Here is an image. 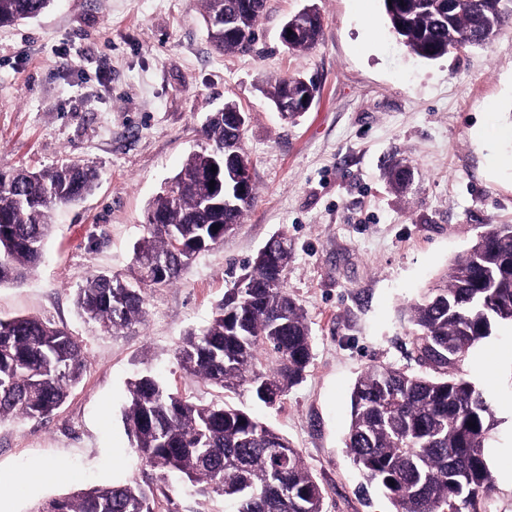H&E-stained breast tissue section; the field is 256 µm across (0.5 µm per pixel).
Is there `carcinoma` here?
<instances>
[{
	"label": "carcinoma",
	"mask_w": 512,
	"mask_h": 512,
	"mask_svg": "<svg viewBox=\"0 0 512 512\" xmlns=\"http://www.w3.org/2000/svg\"><path fill=\"white\" fill-rule=\"evenodd\" d=\"M53 0H0V26L41 15ZM392 32L408 50L433 60L482 47L512 19V0H383ZM212 46L222 53L252 49L265 0H201ZM293 24L288 49L310 50L322 20ZM317 92L289 75L274 103L296 105ZM222 113L204 125L207 149L190 154L149 204L134 248V281L98 273L78 289L86 319L108 333L144 321L145 288H166L184 267L224 240V225L241 224L256 188L240 199L224 187L223 163L251 165L244 145L227 137ZM389 185L402 193L408 172L388 165ZM216 181L209 186L210 181ZM96 169L62 163L39 171H0V285L25 279L40 263L54 210L95 188ZM436 286L407 308L417 362L428 374L371 366L356 380L346 448L369 484L396 512H492L494 480L485 448L497 426L482 394L455 376L468 353L512 324V224H487ZM292 249L273 242L265 259L247 263L251 288L233 287L212 320L183 337L180 367L225 391L282 402L313 359L305 311L284 288ZM86 369L69 331L36 317L0 319V421L44 420L66 402ZM124 422L149 470L125 484L80 489L34 512H154L157 491L176 476L202 495L224 498L226 512H325L324 492L298 449L248 412L222 400L194 402L151 373L128 382Z\"/></svg>",
	"instance_id": "1"
}]
</instances>
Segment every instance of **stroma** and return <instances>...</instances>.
Wrapping results in <instances>:
<instances>
[{
	"instance_id": "1",
	"label": "stroma",
	"mask_w": 512,
	"mask_h": 512,
	"mask_svg": "<svg viewBox=\"0 0 512 512\" xmlns=\"http://www.w3.org/2000/svg\"><path fill=\"white\" fill-rule=\"evenodd\" d=\"M311 3L322 37L288 50L279 31ZM200 11V0H54L38 18L0 27V169L71 158L99 173L93 194L57 209L42 263L0 286V318L66 328L88 357L50 420L0 423L11 512L139 476L122 412L129 379L145 370L194 401L228 400L286 437L323 488L325 512H395L344 445L351 390L374 365L418 371L407 306L485 225L512 224V23L485 46L425 60L392 35L383 0H267L252 51L221 54ZM297 73L319 93L291 122L268 93ZM228 99L248 115L256 200L242 224L176 284L146 291L143 324L112 334L86 322L78 288L94 273L131 276L148 203L205 146L202 125ZM395 156L414 171L402 195L383 177ZM278 233L291 242L284 286L307 315L313 359L269 407L186 373L176 353ZM457 374L495 412L489 447L512 448V367L471 354ZM57 463L63 479L32 481L35 468ZM155 512H224V500L183 485L158 497Z\"/></svg>"
}]
</instances>
